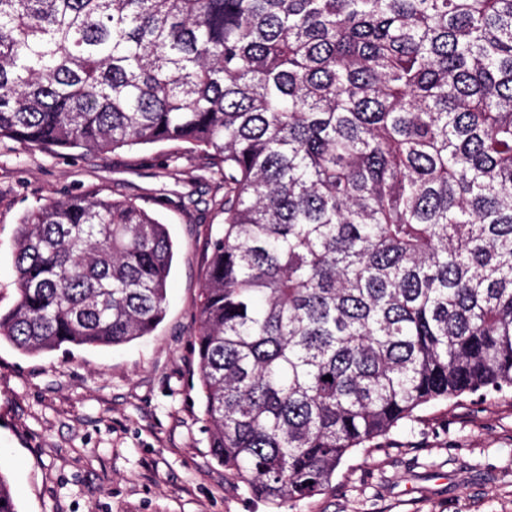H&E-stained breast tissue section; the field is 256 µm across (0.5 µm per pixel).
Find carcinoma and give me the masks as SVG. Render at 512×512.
Wrapping results in <instances>:
<instances>
[{"mask_svg":"<svg viewBox=\"0 0 512 512\" xmlns=\"http://www.w3.org/2000/svg\"><path fill=\"white\" fill-rule=\"evenodd\" d=\"M5 138L205 157L198 388L213 458L271 505L429 405L512 393V0H0ZM172 260L135 201L50 198L0 340L148 336Z\"/></svg>","mask_w":512,"mask_h":512,"instance_id":"cac0c4a2","label":"carcinoma"}]
</instances>
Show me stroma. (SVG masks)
<instances>
[{
  "label": "stroma",
  "mask_w": 512,
  "mask_h": 512,
  "mask_svg": "<svg viewBox=\"0 0 512 512\" xmlns=\"http://www.w3.org/2000/svg\"><path fill=\"white\" fill-rule=\"evenodd\" d=\"M179 143L105 154L0 142V310L17 298L22 216L61 194L117 192L166 224L174 258L166 315L143 339L25 355L0 342V473L19 512H270L212 457L192 337L210 236L222 218ZM332 492L280 512H512V397H461L351 454Z\"/></svg>",
  "instance_id": "35a3bbf8"
}]
</instances>
